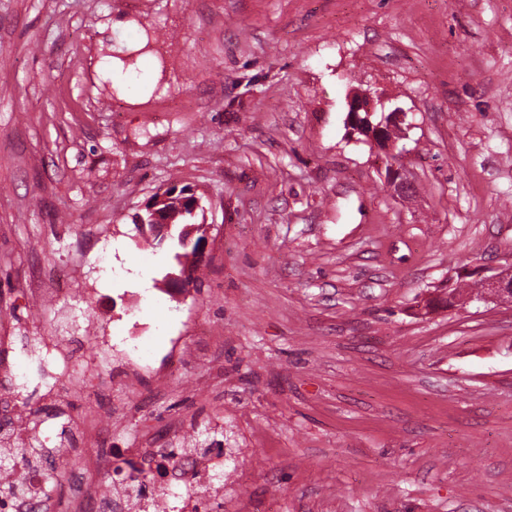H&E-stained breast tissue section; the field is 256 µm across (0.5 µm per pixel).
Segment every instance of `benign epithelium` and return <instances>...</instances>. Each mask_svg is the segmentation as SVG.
<instances>
[{"mask_svg": "<svg viewBox=\"0 0 512 512\" xmlns=\"http://www.w3.org/2000/svg\"><path fill=\"white\" fill-rule=\"evenodd\" d=\"M381 99L376 92L366 89L352 93L349 100L348 124L353 127V132L366 129L365 139L385 153L388 161L386 171L388 183L402 195H408L413 190V183L397 165V159L404 152L399 142L407 137L410 125L406 124L407 113L396 107L389 112V119L374 125L370 123V117L374 112V101ZM484 290L478 297L470 296L463 303L475 300L512 303V262L496 268L493 273L482 279Z\"/></svg>", "mask_w": 512, "mask_h": 512, "instance_id": "7a95c632", "label": "benign epithelium"}]
</instances>
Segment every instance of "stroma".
<instances>
[{"label": "stroma", "instance_id": "35a3bbf8", "mask_svg": "<svg viewBox=\"0 0 512 512\" xmlns=\"http://www.w3.org/2000/svg\"><path fill=\"white\" fill-rule=\"evenodd\" d=\"M128 58L122 80L108 55ZM402 108L412 197L349 138L357 89ZM190 187L208 246L170 299L173 253L132 222ZM512 261V0H0V384L20 340L144 336L180 375L9 395L57 473L223 418L240 488L223 512H512V306L422 310ZM102 415L60 452L37 425Z\"/></svg>", "mask_w": 512, "mask_h": 512}]
</instances>
